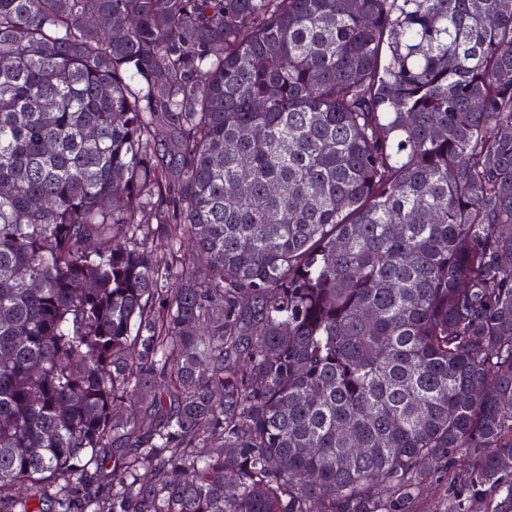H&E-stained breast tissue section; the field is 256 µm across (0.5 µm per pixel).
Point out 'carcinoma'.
Wrapping results in <instances>:
<instances>
[{"label": "carcinoma", "instance_id": "carcinoma-1", "mask_svg": "<svg viewBox=\"0 0 512 512\" xmlns=\"http://www.w3.org/2000/svg\"><path fill=\"white\" fill-rule=\"evenodd\" d=\"M458 448L512 512V0H0V512H406Z\"/></svg>", "mask_w": 512, "mask_h": 512}]
</instances>
